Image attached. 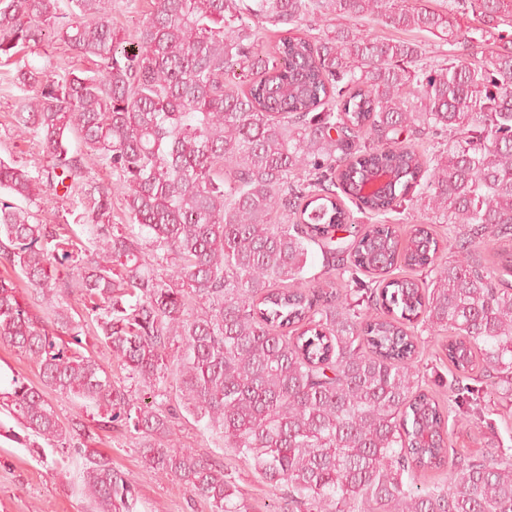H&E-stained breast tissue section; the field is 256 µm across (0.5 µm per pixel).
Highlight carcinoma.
<instances>
[{"label": "carcinoma", "mask_w": 512, "mask_h": 512, "mask_svg": "<svg viewBox=\"0 0 512 512\" xmlns=\"http://www.w3.org/2000/svg\"><path fill=\"white\" fill-rule=\"evenodd\" d=\"M109 2L0 0L3 64L49 42L92 64L51 81L17 68L30 95L15 125L40 134L51 165L34 177L0 158V190L27 203L69 181L91 235L88 247L0 201V265L40 297L38 312L0 275V341L42 383L0 389L26 447L73 449L94 512H132L133 482L88 448L82 424H62L49 389L140 435L148 475L240 512L224 470L176 445L168 410L82 351L65 305L78 293L129 379L160 392L175 372L184 410L268 485L288 486L299 512H512V446L448 443V422L485 421L476 366L512 400V0L441 12L426 0H154L130 38ZM318 15L345 23L261 40L264 23ZM361 17L453 51L427 62L414 41L350 24ZM478 44L488 60L471 58ZM443 134L446 150L421 148ZM98 165L115 180L95 182ZM346 199L375 217L409 202L426 223L405 240L395 224L353 226ZM338 231L351 240L336 243ZM311 244L324 258L313 282ZM480 247L498 262L484 265ZM401 257L426 278H390ZM418 323L448 339L442 401L422 386ZM441 469L447 481L426 480Z\"/></svg>", "instance_id": "cac0c4a2"}]
</instances>
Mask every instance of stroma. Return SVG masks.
Listing matches in <instances>:
<instances>
[{"mask_svg": "<svg viewBox=\"0 0 512 512\" xmlns=\"http://www.w3.org/2000/svg\"><path fill=\"white\" fill-rule=\"evenodd\" d=\"M14 67L0 66V158L14 159L28 165L31 172L49 164L35 134L20 132L12 118L23 92L15 85ZM44 222L68 224L82 231L80 210L62 188H55L36 198L31 206ZM64 423L82 421L92 432V447L112 461L114 470L133 478L136 507L134 512H212L210 503L190 492L184 485L168 479H155L145 472L138 448V438L119 423L99 428L92 411L71 398L54 391L46 393ZM164 400L171 410V427L180 444L195 448L224 470V478L235 490L234 500L246 512H292L287 486L271 487L234 449L203 424L197 423L182 408L176 377H169ZM490 427L467 431L454 430L449 435L454 448L475 453L487 445H512V403L494 406ZM15 421L0 413V512H94L88 498L78 487L79 460L70 452L43 446L28 448L9 437Z\"/></svg>", "mask_w": 512, "mask_h": 512, "instance_id": "stroma-1", "label": "stroma"}]
</instances>
